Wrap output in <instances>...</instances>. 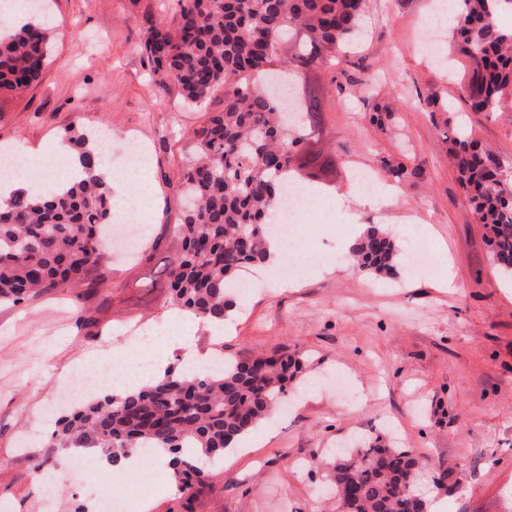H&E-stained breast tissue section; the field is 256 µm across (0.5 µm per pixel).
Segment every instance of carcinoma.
<instances>
[{
	"label": "carcinoma",
	"instance_id": "cac0c4a2",
	"mask_svg": "<svg viewBox=\"0 0 512 512\" xmlns=\"http://www.w3.org/2000/svg\"><path fill=\"white\" fill-rule=\"evenodd\" d=\"M500 0H457L448 33L467 62L462 99L473 112L497 111L512 92V29L499 23ZM367 0H176L174 22L145 18L141 51L156 85L175 84L184 104L204 107L232 74L271 75L278 66L298 76L296 99L306 135L321 132L326 112L321 81L349 78L341 54L352 45ZM50 29L34 19L0 36V89L38 83L49 63ZM443 113V140L477 223L491 236L498 271L512 279V183L488 151H478L463 127L448 120V101L428 99ZM191 157L178 184L175 230L181 249L164 264L168 301L197 317L224 321L239 272L262 264L283 172L301 185L336 167V158L309 153L290 133L288 114L263 87L224 88V107L193 133ZM85 176L62 191L23 192L0 203V304L18 305L37 293L82 285L98 265L104 231L112 227V189L100 174L104 148L83 134L68 137ZM354 267L393 277L398 250L370 225L351 248ZM303 373L282 349L241 357L210 372L163 377L121 395L103 393L56 421L51 439L64 448H102L112 467L133 448L170 456L180 507L191 512L203 461L254 430ZM422 469L404 448L362 440L336 453L328 469L338 512H426L413 500Z\"/></svg>",
	"mask_w": 512,
	"mask_h": 512
}]
</instances>
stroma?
<instances>
[{"mask_svg":"<svg viewBox=\"0 0 512 512\" xmlns=\"http://www.w3.org/2000/svg\"><path fill=\"white\" fill-rule=\"evenodd\" d=\"M53 55L37 85L0 93V145L16 144L49 169L69 131L102 127L120 151L137 133L151 148L156 235L127 263L103 254L87 284L0 306V512H41V472L63 450L49 425L73 398L79 365L104 360L110 346L140 366L128 325L164 329L158 268L180 243L176 182L205 110L183 105L176 86L160 90L140 49L145 15L173 18L168 0H49ZM429 0H368L365 40L347 55L353 77L330 89L319 141L336 168L323 188L325 225L303 243L307 269L298 283L266 285L236 298L224 329L198 326L196 354L223 348L229 358L277 348L298 354L307 396L224 453L194 493V512H336L324 488L328 450L349 437L384 435L410 450L428 473L447 471L433 490L446 512H507L512 505V284L492 259L486 229L464 207L457 169L426 99L456 107L454 120L512 170V94L493 114L469 112L458 85L419 44ZM401 162L415 177L393 183L384 165ZM376 187L397 186L394 202L369 208L351 193L355 171ZM345 195L343 206L334 199ZM380 224L408 242L430 225L437 274L400 261L394 277L353 269L345 244L357 225ZM454 275L455 286L441 283ZM81 309L85 325L74 322ZM112 490L67 480L55 512H93Z\"/></svg>","mask_w":512,"mask_h":512,"instance_id":"stroma-1","label":"stroma"}]
</instances>
